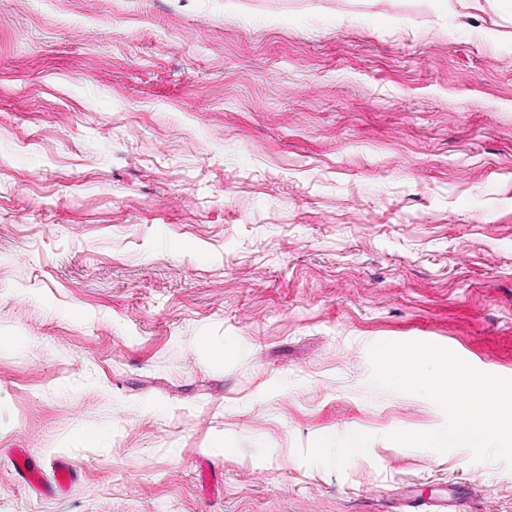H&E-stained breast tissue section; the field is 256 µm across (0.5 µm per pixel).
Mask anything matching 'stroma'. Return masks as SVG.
Masks as SVG:
<instances>
[{
  "label": "stroma",
  "mask_w": 512,
  "mask_h": 512,
  "mask_svg": "<svg viewBox=\"0 0 512 512\" xmlns=\"http://www.w3.org/2000/svg\"><path fill=\"white\" fill-rule=\"evenodd\" d=\"M0 336V512H512L367 355L512 377V6L0 0ZM13 465L19 481L30 491L39 496H54L63 491L66 486L73 482L76 471L66 460L57 461L58 480L54 485H46L39 481V473L33 461V457L18 450L13 455Z\"/></svg>",
  "instance_id": "1"
}]
</instances>
